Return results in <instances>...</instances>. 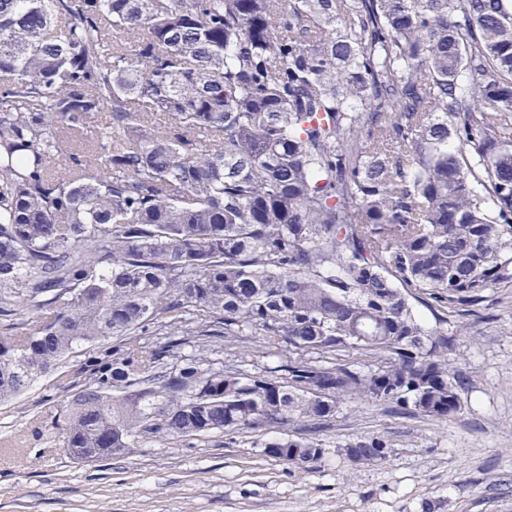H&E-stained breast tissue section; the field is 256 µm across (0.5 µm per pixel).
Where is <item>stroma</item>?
<instances>
[{
	"label": "stroma",
	"mask_w": 512,
	"mask_h": 512,
	"mask_svg": "<svg viewBox=\"0 0 512 512\" xmlns=\"http://www.w3.org/2000/svg\"><path fill=\"white\" fill-rule=\"evenodd\" d=\"M448 361L466 382L462 409L441 422L387 405L340 407L326 460L304 472L263 455L251 433L149 441L107 460L62 451V403L95 348L85 345L0 404V512H512V288L448 319ZM246 369L273 366L282 348L262 337L218 339ZM393 441L380 465L340 450L360 434Z\"/></svg>",
	"instance_id": "35a3bbf8"
}]
</instances>
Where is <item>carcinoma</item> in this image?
Returning a JSON list of instances; mask_svg holds the SVG:
<instances>
[{"label":"carcinoma","instance_id":"carcinoma-1","mask_svg":"<svg viewBox=\"0 0 512 512\" xmlns=\"http://www.w3.org/2000/svg\"><path fill=\"white\" fill-rule=\"evenodd\" d=\"M509 282L512 0H0V316L45 312L0 332V403L102 342L74 461L277 423L309 471L345 403L446 421L447 315ZM245 336L288 359L209 356Z\"/></svg>","mask_w":512,"mask_h":512}]
</instances>
